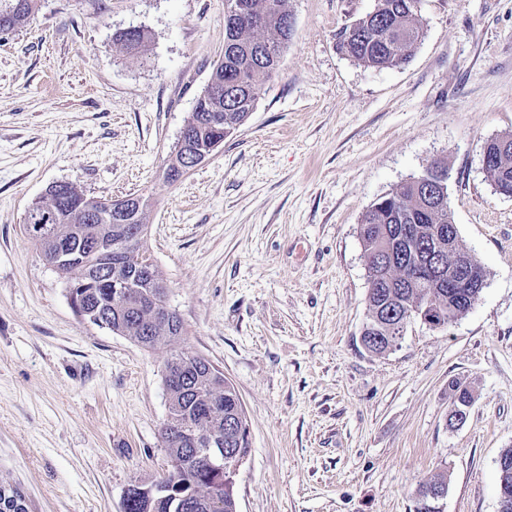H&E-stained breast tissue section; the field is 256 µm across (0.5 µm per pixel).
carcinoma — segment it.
I'll list each match as a JSON object with an SVG mask.
<instances>
[{
	"mask_svg": "<svg viewBox=\"0 0 512 512\" xmlns=\"http://www.w3.org/2000/svg\"><path fill=\"white\" fill-rule=\"evenodd\" d=\"M286 0H224V59L218 61L213 74L224 81L225 94L213 98L202 94L196 102L191 121L205 116L219 121L218 129H235L253 111L265 80L277 70V59L293 33V23L285 7ZM36 7V0H0V32L7 33L24 24ZM260 15L263 23L251 17ZM423 37L418 14V0H377L374 10L340 32L339 48L355 62L371 69L399 68L413 55ZM486 149L498 158L489 172L491 182L503 179L512 182V134L491 140ZM390 201L373 205L362 217L359 237L363 252L373 254L385 247L393 258L367 269L368 321L374 351L387 352L389 321L384 311L389 307H413L420 303L426 290H433L439 302L430 314L431 322L448 326L458 320L457 311L472 307L478 301L474 293L449 294L426 276L415 285L399 282L395 265L422 267L427 263L424 251L411 248L404 239V229H418L420 238L448 257V238H436L439 225H448L453 217L448 212V198L426 192L425 186L407 181L389 194ZM31 209L48 214L51 232L32 240L46 263H51L59 245L68 243L89 265L90 276L78 266L57 269L63 275L77 273L69 286V296L76 314L125 336L144 349L153 351L173 346L185 335L184 324L177 312L164 311L167 305V284L157 267L139 271L146 260L145 236L132 244L131 224H108L93 219L92 211L108 214L107 204L92 203L69 182L51 185L46 195ZM128 279V293L116 300L112 282L115 274ZM188 350L170 351L164 363L163 381L171 417L161 429L171 468L155 480L139 484L143 493L132 488V504L125 512H172V496H190L186 512H237L234 491L210 490L214 482L204 459L198 458L184 466L192 444L180 432L192 425L200 433L215 432L224 437L229 455L224 466L243 463L248 454L247 418L234 386L211 370L212 364L195 353L192 361L180 366L173 359ZM452 408L462 406L472 396L459 380L449 383ZM0 512H28L25 496L19 488L0 479Z\"/></svg>",
	"mask_w": 512,
	"mask_h": 512,
	"instance_id": "cac0c4a2",
	"label": "carcinoma"
}]
</instances>
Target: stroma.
<instances>
[{
  "instance_id": "1",
  "label": "stroma",
  "mask_w": 512,
  "mask_h": 512,
  "mask_svg": "<svg viewBox=\"0 0 512 512\" xmlns=\"http://www.w3.org/2000/svg\"><path fill=\"white\" fill-rule=\"evenodd\" d=\"M376 0H287L294 33L246 122L179 182L163 168L224 51V0H38L0 34V477L29 512H124L163 476L165 351L74 312L23 230L56 182L149 198L146 245L185 348L239 393L250 451L237 512H499L512 448V198L482 165L512 133V0H420L424 36L375 70L336 35ZM137 27L145 53L119 32ZM448 167L459 243L486 271L441 328L369 353L362 215ZM474 395L450 425L451 380ZM504 458L498 459V472H499V502L501 504H508L512 500V449H508L501 454ZM508 464V465H507ZM507 467L505 469V466ZM502 469V470H500ZM504 482V483H501ZM508 484V485H507Z\"/></svg>"
}]
</instances>
